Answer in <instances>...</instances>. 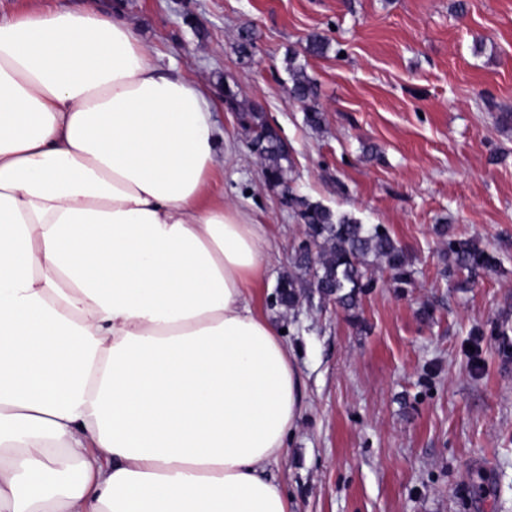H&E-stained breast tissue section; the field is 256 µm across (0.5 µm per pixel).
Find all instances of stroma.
<instances>
[{"label": "stroma", "instance_id": "35a3bbf8", "mask_svg": "<svg viewBox=\"0 0 512 512\" xmlns=\"http://www.w3.org/2000/svg\"><path fill=\"white\" fill-rule=\"evenodd\" d=\"M91 3L208 89L215 137L235 149L213 194L272 243L255 291L301 381L298 426L270 470L293 512H512V127L497 122L512 111V0H0V18ZM243 26L257 34L246 63ZM313 35L326 55L306 53ZM291 50L318 83L321 130L288 95ZM228 87L279 129L297 194L389 229L412 288L376 266L359 320L308 288L294 310L277 305L305 226L264 181ZM439 224L495 268L443 277Z\"/></svg>", "mask_w": 512, "mask_h": 512}]
</instances>
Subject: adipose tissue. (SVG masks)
Wrapping results in <instances>:
<instances>
[{
  "mask_svg": "<svg viewBox=\"0 0 512 512\" xmlns=\"http://www.w3.org/2000/svg\"><path fill=\"white\" fill-rule=\"evenodd\" d=\"M213 110L121 14L0 19V512H291L298 373Z\"/></svg>",
  "mask_w": 512,
  "mask_h": 512,
  "instance_id": "ef3b65f1",
  "label": "adipose tissue"
}]
</instances>
